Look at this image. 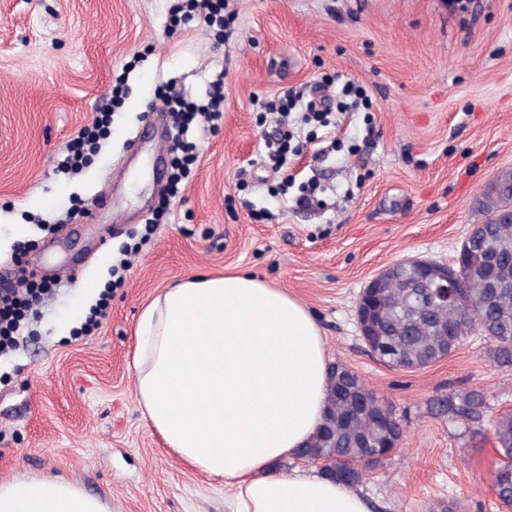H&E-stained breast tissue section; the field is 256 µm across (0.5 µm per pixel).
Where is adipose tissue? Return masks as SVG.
<instances>
[{"instance_id":"ef3b65f1","label":"adipose tissue","mask_w":512,"mask_h":512,"mask_svg":"<svg viewBox=\"0 0 512 512\" xmlns=\"http://www.w3.org/2000/svg\"><path fill=\"white\" fill-rule=\"evenodd\" d=\"M136 395L169 453L231 491L232 512H372L313 470L283 474L318 427L328 358L322 329L285 290L250 272L187 279L144 309ZM0 512H108L44 477L0 483Z\"/></svg>"}]
</instances>
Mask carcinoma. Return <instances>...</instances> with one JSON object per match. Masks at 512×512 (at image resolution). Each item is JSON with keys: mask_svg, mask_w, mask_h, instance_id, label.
I'll list each match as a JSON object with an SVG mask.
<instances>
[{"mask_svg": "<svg viewBox=\"0 0 512 512\" xmlns=\"http://www.w3.org/2000/svg\"><path fill=\"white\" fill-rule=\"evenodd\" d=\"M489 219L470 239L469 252L457 266L458 288L452 303L438 305L416 298L405 273L379 289L380 304L373 307L371 322L380 347L379 361L389 367H426L457 347L469 333L478 330L494 343L493 357L502 366H512V224H497L491 216L512 205V171L497 177V185L479 201ZM456 326L453 336L443 329ZM367 384L348 365H330L326 405L315 434L301 449V460L318 463L322 473L354 488L362 483L366 469L378 465L397 447L403 427L382 398L366 393ZM443 412L454 419L478 422L485 408L479 390L450 393ZM497 452L512 459V414L494 425ZM496 495L512 509V465L492 473Z\"/></svg>", "mask_w": 512, "mask_h": 512, "instance_id": "cac0c4a2", "label": "carcinoma"}]
</instances>
